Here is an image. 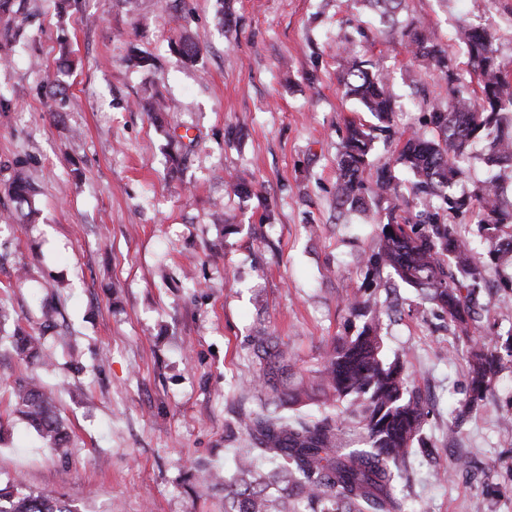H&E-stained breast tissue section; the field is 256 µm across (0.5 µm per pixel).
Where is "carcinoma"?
I'll return each instance as SVG.
<instances>
[{
    "label": "carcinoma",
    "mask_w": 512,
    "mask_h": 512,
    "mask_svg": "<svg viewBox=\"0 0 512 512\" xmlns=\"http://www.w3.org/2000/svg\"><path fill=\"white\" fill-rule=\"evenodd\" d=\"M404 2L357 0L372 6L384 25L396 24ZM403 36L412 58L451 85L448 100L423 101L433 136L394 137L391 116L397 100L380 62L359 55L349 36L340 38L339 82L377 123H345L336 155V211L340 217L365 213L370 197L385 203L386 223L368 262L421 291L465 341L470 410L491 391L504 358L512 362V329L500 344L477 337L475 326L476 288L488 267L512 266V198L495 180L469 191L456 186L476 140L488 144L487 165L512 170V74L500 60L495 35L485 28L459 25L456 40L466 56L464 69L421 24L407 23ZM199 51L189 36L176 43V52L187 61ZM378 139L396 142L395 163L409 176V197L399 193L389 167L372 166ZM9 193L34 213L35 190L21 162ZM466 214L477 219L486 262L476 256L465 225L451 222ZM344 305L363 319L362 326L356 335L338 336L326 345L320 367L307 378L294 379L288 344L272 336L251 337L259 363L252 385L264 402L242 419L249 446L235 449L230 468H198L205 491L224 493V512H406L395 482L419 440L429 403L408 384L400 361L387 359L377 301L359 289ZM12 338L20 354L35 346L36 338L20 328ZM12 396L15 411L49 449L67 454L69 433L45 387L19 382ZM313 398L325 407L345 405L343 419H290L277 413L282 405ZM0 512L70 510L55 495L25 492L16 483L0 487Z\"/></svg>",
    "instance_id": "cac0c4a2"
}]
</instances>
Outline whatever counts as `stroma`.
Returning a JSON list of instances; mask_svg holds the SVG:
<instances>
[{"label": "stroma", "instance_id": "35a3bbf8", "mask_svg": "<svg viewBox=\"0 0 512 512\" xmlns=\"http://www.w3.org/2000/svg\"><path fill=\"white\" fill-rule=\"evenodd\" d=\"M399 19L448 47L459 24L486 27L512 67V0H406ZM376 24L349 0H15L0 20V326L36 336L47 361L0 344L1 485L53 491L71 512H224L193 473L248 443L239 421L261 408L250 337L281 338L310 374L359 329L344 300L363 289L384 312L387 358L433 403L396 486L408 512H512V362L489 403L455 419L463 341L415 288L368 265L383 211L336 214L340 133L370 119L338 83L336 42ZM183 34L195 63L173 50ZM64 46L73 66L51 113L43 71ZM134 48L152 68L128 65ZM368 52L400 104L394 131L422 128L412 84L441 100L447 84L400 29ZM157 99L171 111H143ZM171 133L192 140L178 166ZM21 162L33 219L8 193ZM237 179L256 196L229 194ZM31 378L53 393L67 455L14 411L12 386Z\"/></svg>", "mask_w": 512, "mask_h": 512}]
</instances>
